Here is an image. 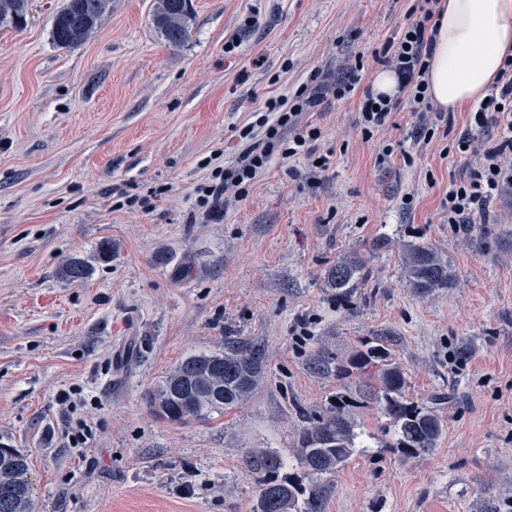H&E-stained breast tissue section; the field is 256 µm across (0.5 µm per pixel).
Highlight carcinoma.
<instances>
[{
    "instance_id": "1",
    "label": "carcinoma",
    "mask_w": 512,
    "mask_h": 512,
    "mask_svg": "<svg viewBox=\"0 0 512 512\" xmlns=\"http://www.w3.org/2000/svg\"><path fill=\"white\" fill-rule=\"evenodd\" d=\"M30 0H0V29L24 27ZM112 0H64L52 20L51 37L59 47L87 40L111 9ZM191 0H155L154 23L173 46L190 37ZM403 265L415 292L430 295L453 284L448 259L427 246L410 245ZM89 265L70 260L59 274L71 282L87 277ZM361 268L356 260L341 261L331 270L329 287L348 297L357 287ZM362 373L372 394L383 400L384 413L395 428L396 448L403 458L429 453L442 433V424L429 407L405 400L404 371L393 362L390 351L375 343L355 351L345 371ZM264 379L259 349L244 342H227L224 350L191 355L163 380L153 394L156 411L173 423L203 420L222 414L248 400ZM355 423L350 400L336 396L330 414L311 422L298 436V464L310 478L308 484L285 472L281 456L270 448H252L244 456L246 472L257 478L261 491L253 512H321L324 489L319 479L343 466L356 447ZM24 452L0 448V512H36V500L28 477Z\"/></svg>"
}]
</instances>
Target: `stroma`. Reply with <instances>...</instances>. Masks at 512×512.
I'll list each match as a JSON object with an SVG mask.
<instances>
[{
	"instance_id": "obj_1",
	"label": "stroma",
	"mask_w": 512,
	"mask_h": 512,
	"mask_svg": "<svg viewBox=\"0 0 512 512\" xmlns=\"http://www.w3.org/2000/svg\"><path fill=\"white\" fill-rule=\"evenodd\" d=\"M62 3L33 0L24 29H0V444L27 454L37 512H253L246 451L276 450L299 472V432L339 393L356 450L324 477L323 512H512V190L485 223L449 224L442 199L478 157L420 139L409 111L364 140L357 90L302 113L321 131L308 154L275 157L219 217L194 194L204 160L220 149L234 161L266 98L359 62L371 85L373 54L412 0H192L179 47L158 32L154 0H112L66 49L50 37ZM410 243L447 256L452 288H410ZM74 258L91 267L80 282L58 274ZM344 259L367 279L342 300L327 277ZM229 339L262 350L255 396L203 421L160 417L151 396L166 374ZM379 340L405 399L443 421L428 454L401 458L382 402L342 369ZM78 421L91 436L75 446Z\"/></svg>"
}]
</instances>
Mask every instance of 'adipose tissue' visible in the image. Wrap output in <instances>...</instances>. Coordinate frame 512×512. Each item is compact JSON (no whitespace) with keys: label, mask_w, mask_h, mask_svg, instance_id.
Here are the masks:
<instances>
[{"label":"adipose tissue","mask_w":512,"mask_h":512,"mask_svg":"<svg viewBox=\"0 0 512 512\" xmlns=\"http://www.w3.org/2000/svg\"><path fill=\"white\" fill-rule=\"evenodd\" d=\"M512 55V0H444L426 81L446 112L478 103Z\"/></svg>","instance_id":"ef3b65f1"}]
</instances>
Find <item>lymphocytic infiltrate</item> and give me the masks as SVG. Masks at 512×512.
<instances>
[{"instance_id": "f902f5d3", "label": "lymphocytic infiltrate", "mask_w": 512, "mask_h": 512, "mask_svg": "<svg viewBox=\"0 0 512 512\" xmlns=\"http://www.w3.org/2000/svg\"><path fill=\"white\" fill-rule=\"evenodd\" d=\"M439 0H419L408 11V23L390 39L381 53L375 54L377 64L390 67L398 78L395 97L374 95L365 90L360 101V124L364 138L390 124L393 113L409 108L422 113L418 133L424 138L434 134V123L444 121V113L432 112L427 97L425 76L429 68L437 34L436 7ZM317 101L315 90L298 88L288 96L267 98L256 126L241 130L243 147L235 161L216 168L210 181L196 189L199 204L207 216H215L226 196L243 200L256 177L266 171L274 156L291 158L304 152L319 131L314 127H298L301 112ZM501 131L499 142L482 151V162L471 176L451 184L444 206L452 224L472 223L483 214L487 203L505 187H512V56H507L488 95L472 110L465 130L454 139V150L473 146L474 133L487 124Z\"/></svg>"}]
</instances>
